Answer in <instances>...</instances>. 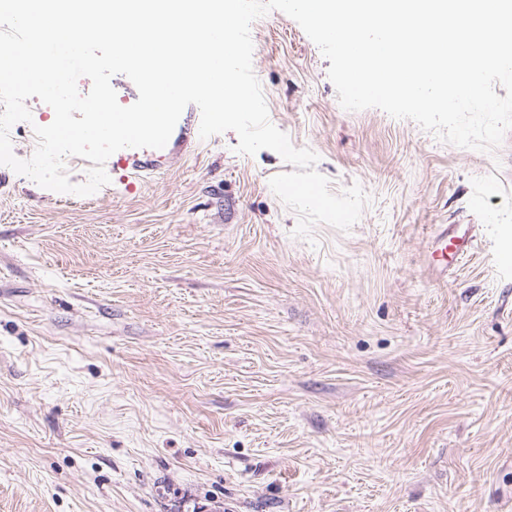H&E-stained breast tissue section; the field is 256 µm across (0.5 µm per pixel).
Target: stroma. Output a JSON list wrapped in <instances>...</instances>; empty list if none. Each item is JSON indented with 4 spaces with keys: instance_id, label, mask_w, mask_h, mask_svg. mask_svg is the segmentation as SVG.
<instances>
[{
    "instance_id": "35a3bbf8",
    "label": "stroma",
    "mask_w": 512,
    "mask_h": 512,
    "mask_svg": "<svg viewBox=\"0 0 512 512\" xmlns=\"http://www.w3.org/2000/svg\"><path fill=\"white\" fill-rule=\"evenodd\" d=\"M251 37L270 123L360 219L293 237L291 164L193 104L89 196L0 165V512H512V130L488 154L345 110L292 18ZM26 105L22 160L54 119ZM441 224L477 235L444 274Z\"/></svg>"
}]
</instances>
